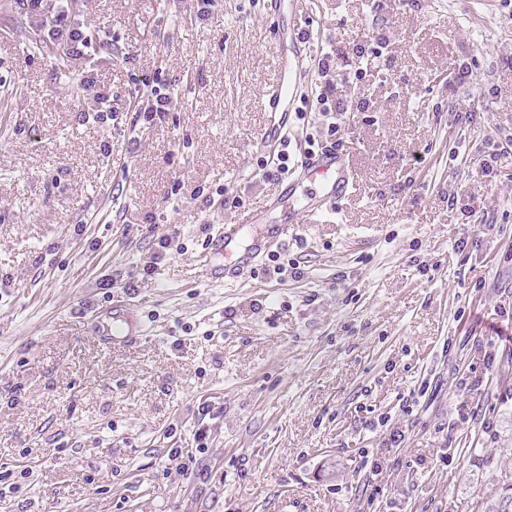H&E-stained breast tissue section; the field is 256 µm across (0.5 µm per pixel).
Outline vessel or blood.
Masks as SVG:
<instances>
[{"label":"vessel or blood","mask_w":512,"mask_h":512,"mask_svg":"<svg viewBox=\"0 0 512 512\" xmlns=\"http://www.w3.org/2000/svg\"><path fill=\"white\" fill-rule=\"evenodd\" d=\"M304 71L299 59L281 56L279 75L263 93L267 112L271 114L268 127L261 136L262 143L280 141L288 133L286 114L294 104ZM317 182L316 192L301 196L297 189L300 180ZM354 187L350 164L345 156L324 151L305 157L298 166V178L284 187L274 199V206L295 203L298 211L308 221H319L335 215L337 205ZM298 231L296 219L278 223L267 211H249L238 215L235 223L225 225L223 232L212 238L208 252L219 259L215 277L235 278L251 269L258 258L278 241L295 237ZM136 334L135 324L128 315L125 303H115L110 322L102 330V341H131Z\"/></svg>","instance_id":"1"}]
</instances>
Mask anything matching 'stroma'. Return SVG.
I'll return each instance as SVG.
<instances>
[{
    "instance_id": "stroma-1",
    "label": "stroma",
    "mask_w": 512,
    "mask_h": 512,
    "mask_svg": "<svg viewBox=\"0 0 512 512\" xmlns=\"http://www.w3.org/2000/svg\"><path fill=\"white\" fill-rule=\"evenodd\" d=\"M265 2L82 0L104 44L82 91L0 0V512H472L512 474V368L485 390L489 433L457 380L495 350L486 325L512 318V5L301 0L303 30L341 55L326 77L303 61L290 162L324 140L317 95L335 82L356 185L216 280L210 239L280 190L257 167L277 76ZM359 44L383 54L359 65ZM158 68L175 104L148 122ZM97 91L103 124L86 115ZM175 229L182 251L143 275ZM121 296L140 334L106 346L91 318ZM383 416L401 447L371 428Z\"/></svg>"
}]
</instances>
